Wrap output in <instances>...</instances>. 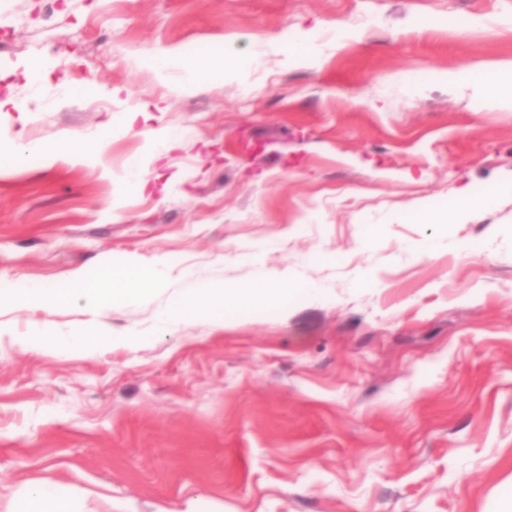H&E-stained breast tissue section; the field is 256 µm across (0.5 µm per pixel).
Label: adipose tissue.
Wrapping results in <instances>:
<instances>
[{"label": "adipose tissue", "mask_w": 512, "mask_h": 512, "mask_svg": "<svg viewBox=\"0 0 512 512\" xmlns=\"http://www.w3.org/2000/svg\"><path fill=\"white\" fill-rule=\"evenodd\" d=\"M154 67L158 75H166L173 68L182 69L185 80L182 90L193 89L204 81L221 79L226 75L224 65L196 56L164 53L158 55ZM448 84L471 82L487 91L492 100L512 104V75L496 70L462 69L448 72ZM166 277L165 268L145 267L130 263L125 266L105 267L98 281L84 283L83 287L68 293L57 288H47L33 283L24 288L0 284V306L22 304L37 310L52 312L57 307L70 303L72 297L84 298L93 308L104 304L139 302L150 303L155 290L162 286ZM321 288L306 284L299 288H244L236 284H206L192 293L170 300L158 313L161 326L176 325L200 316L209 315L216 322L225 317L251 320L274 307L305 298H316ZM11 512H82L79 500L58 489L49 482L32 485L24 489Z\"/></svg>", "instance_id": "obj_1"}]
</instances>
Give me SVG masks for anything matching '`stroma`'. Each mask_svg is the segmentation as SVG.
<instances>
[{
  "mask_svg": "<svg viewBox=\"0 0 512 512\" xmlns=\"http://www.w3.org/2000/svg\"><path fill=\"white\" fill-rule=\"evenodd\" d=\"M178 51L242 73L179 91ZM510 62L512 0H0V145L112 125L99 161L0 166V279L167 266L148 304L0 308V512L43 480L83 512H512V107L429 79ZM145 104L183 135L158 162ZM460 190L473 220L425 223ZM213 282L326 294L159 328ZM36 321L146 342L28 350ZM146 186L143 174V159L141 156H133L128 161L127 177L123 183L124 193L127 195H139Z\"/></svg>",
  "mask_w": 512,
  "mask_h": 512,
  "instance_id": "1",
  "label": "stroma"
}]
</instances>
